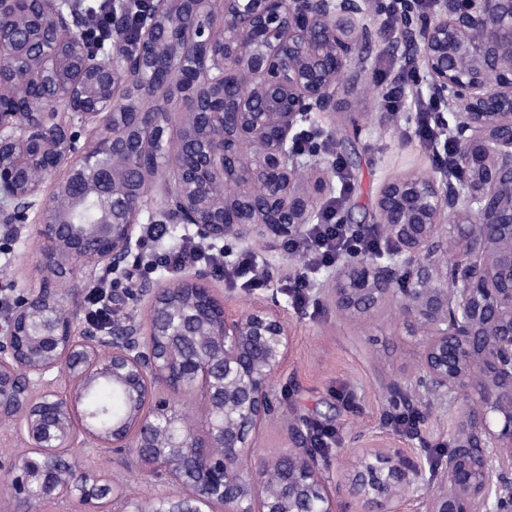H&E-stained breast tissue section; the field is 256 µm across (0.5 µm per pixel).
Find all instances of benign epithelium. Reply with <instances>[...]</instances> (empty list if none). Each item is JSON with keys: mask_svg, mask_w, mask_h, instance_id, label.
Instances as JSON below:
<instances>
[{"mask_svg": "<svg viewBox=\"0 0 512 512\" xmlns=\"http://www.w3.org/2000/svg\"><path fill=\"white\" fill-rule=\"evenodd\" d=\"M64 0H0V222L34 213L41 286L0 328V425L29 451L6 471L13 509L41 512L67 497L76 512H106L96 473L46 468L71 448L125 450L148 461L173 491L163 512H342L336 488L303 446L270 491L244 468L274 410L272 381L293 349L276 296L241 314L198 269L183 281L136 285L146 322L75 335L52 285L102 267L125 268L139 248L142 216L174 214L202 240L274 244L314 223L329 190L297 151L304 124L343 109L355 128L368 113L339 97L342 78L366 70L362 47L377 36L381 0H153L132 56L85 52ZM224 28L214 31L215 7ZM180 15L190 33L173 37ZM433 98L453 109L449 128L462 167L411 172L382 188L372 222L393 243L384 261L340 265L331 297L339 314L364 321L394 305L417 340L405 382L448 401L457 422L445 460L425 469L367 442L349 474L354 512H512V0H435L413 25ZM167 73L186 107L177 144L168 107L144 112L158 85L136 79L149 64ZM238 93L224 96V81ZM99 135L79 145L78 130ZM176 171L157 192L123 178L137 169ZM95 196L104 224H75L65 198ZM180 318L199 355L159 349ZM119 380L140 404L130 423L105 432L87 422L86 385ZM59 377L70 391L53 390ZM199 393L200 425L160 392Z\"/></svg>", "mask_w": 512, "mask_h": 512, "instance_id": "benign-epithelium-1", "label": "benign epithelium"}]
</instances>
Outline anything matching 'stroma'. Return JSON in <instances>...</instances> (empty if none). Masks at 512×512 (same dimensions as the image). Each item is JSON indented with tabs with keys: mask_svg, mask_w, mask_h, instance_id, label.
<instances>
[{
	"mask_svg": "<svg viewBox=\"0 0 512 512\" xmlns=\"http://www.w3.org/2000/svg\"><path fill=\"white\" fill-rule=\"evenodd\" d=\"M414 53L413 45L396 39L394 33L375 38L364 49L369 72L361 80L348 82L344 92L345 97L361 98V109L369 114L367 123L352 142L345 139L344 115H337L325 130L329 138L325 162L339 164L353 182L342 208L353 212L366 234L373 230L371 215L384 184L431 167L429 150L413 136L407 121L389 120L382 112L386 86L374 72L380 58L388 57L401 65ZM258 257L270 268V287L253 289L236 276L211 275L214 287L223 290L232 311L244 310L253 298L276 291L294 338L292 355L273 381L276 411L260 429L248 461L252 475H260L287 452L292 443L290 427L296 423L304 441L309 440L315 426L333 433L335 443L323 460L336 481V498L345 508L351 502L347 471L368 440L389 444L393 452L410 462L424 465L441 460L454 432L447 405H425L408 396L396 408L388 398V386L411 373L417 353L416 339L408 335L397 308H385L364 322L342 319L327 295L336 274L332 267L315 274L307 303L297 306L282 280L284 275L300 271L304 259L286 253L279 243L259 251ZM40 282L37 241L15 236L10 262L0 264V285H13L16 295L21 296ZM401 407L421 415L412 432H399L394 427L392 419ZM76 457L81 469L104 473L114 491L138 496L143 512H151L167 490L162 478L146 473L132 456L80 449Z\"/></svg>",
	"mask_w": 512,
	"mask_h": 512,
	"instance_id": "1",
	"label": "stroma"
}]
</instances>
